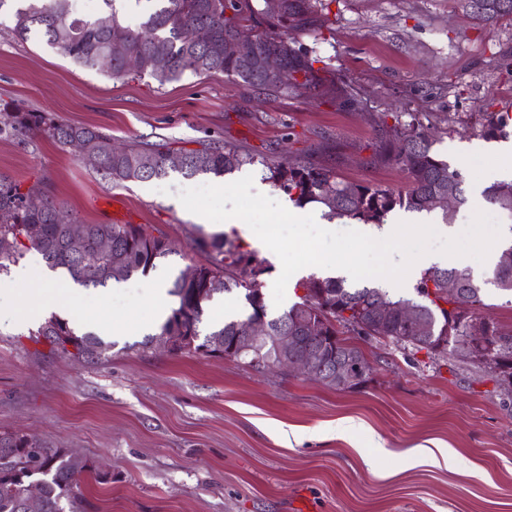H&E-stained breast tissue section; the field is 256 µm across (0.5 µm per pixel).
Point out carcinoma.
Returning a JSON list of instances; mask_svg holds the SVG:
<instances>
[{"label":"carcinoma","mask_w":512,"mask_h":512,"mask_svg":"<svg viewBox=\"0 0 512 512\" xmlns=\"http://www.w3.org/2000/svg\"><path fill=\"white\" fill-rule=\"evenodd\" d=\"M107 12L97 17L79 15L77 0H0V10L7 8L14 18L13 33L21 41L36 35L76 63L97 67V58L109 51L111 32L120 33L127 51L140 61L138 73L147 74L161 84L180 78L185 73L195 76L234 75L247 86L274 98H328L340 107L357 101L350 83L336 77V71L313 48L297 43L296 36L306 35L318 42L331 30V4L337 0H282L277 15L264 11L263 0H156L157 6L133 29L119 18L114 0H103ZM459 7L470 8L471 19L490 25L500 17L512 15V0H458ZM208 27L219 42L241 32L256 31L255 50L260 57L270 52L281 54L288 66V80L276 79L262 67L246 65L234 53L224 49L216 56L210 46L192 43L189 32ZM390 139L384 155L406 175L404 188L350 183L336 177L331 170L313 164L268 167V179L297 206L318 203L325 215L347 218L361 224H382L395 209L438 213L452 223L456 209L467 203L466 182L462 173L432 153V128L410 114L402 119L392 114ZM508 115L501 114L486 127L489 139L508 138ZM34 135L46 137L61 146L82 141L101 156L96 169L104 179L115 185L144 181L178 172L185 177L213 174L217 177L244 165L255 164L254 156L229 146L204 144L196 149H182L181 165L164 161L169 146L164 143L134 141L122 152L111 150L112 137L82 125L60 123L43 112L22 111L6 105L0 108V137L24 141ZM453 190L456 208H448V190ZM484 197L490 204L512 216V181H499L486 187ZM73 220L59 208L48 188L22 191L19 184L0 178V271L17 263L24 252L40 253L48 267L65 272L85 287L105 286L147 274L157 263L173 253L170 243L134 224H87L82 250L74 251L67 244V230ZM31 225L39 226L38 241L24 242ZM201 250L213 251L207 262L195 265L196 279L187 280L180 273L172 282L169 294L178 298V307L161 325L160 332L181 336L198 335L204 320L205 303L217 295L244 287L243 277L250 273L254 281L246 289L249 307L264 302L260 276L265 272L251 256L227 237L211 241L199 240ZM457 282L466 295L471 315L482 305L481 291L472 271L467 267H431L415 290L416 304L433 323L432 335L451 334L447 348L436 351L434 340L422 337L415 324L394 314L379 321L375 304L389 298L381 288L364 285L353 287L343 278L309 279L301 301L287 311L265 317L270 330L288 322L300 311L329 309L327 335L337 337L340 353L368 364L363 350L350 341L352 336L389 340L414 356L420 351L435 362L450 355L469 358L466 352L468 332L461 322L463 311L458 301L448 294L445 282ZM218 281L222 287L203 295L195 292L206 283ZM490 283L504 295H512V261L498 256ZM254 323V312L243 318L226 320L210 332L232 341L246 334ZM51 348L62 354L74 349L78 356L94 346L108 350L110 344L92 331L76 334L69 322L52 316L37 330ZM491 369L499 370L504 392L512 396V344L497 345L479 358ZM7 465L0 468V512H27L25 491L37 483L43 492L42 512H79L82 503L81 480L90 474L95 481L106 484L112 473L98 469L89 460L73 457L64 448H52L44 442L35 447L25 443L17 433H0V459Z\"/></svg>","instance_id":"1"}]
</instances>
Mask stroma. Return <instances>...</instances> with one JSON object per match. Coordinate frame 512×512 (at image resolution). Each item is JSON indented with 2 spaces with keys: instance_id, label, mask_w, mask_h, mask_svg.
<instances>
[{
  "instance_id": "stroma-1",
  "label": "stroma",
  "mask_w": 512,
  "mask_h": 512,
  "mask_svg": "<svg viewBox=\"0 0 512 512\" xmlns=\"http://www.w3.org/2000/svg\"><path fill=\"white\" fill-rule=\"evenodd\" d=\"M338 9L327 41L300 42L353 84L356 109L268 100L223 74L165 84L147 75L115 79L42 40H17L2 12L0 106L94 127L118 143H217L256 162L220 179L173 172L115 186L72 148L0 138V177L25 189L44 182L78 223L139 224L165 237L173 253L158 268L172 279L206 262L200 239L224 234L264 267L265 303L278 315L280 260L255 249L247 225L197 221L179 191L297 162L348 182L403 187L404 174L380 155L386 115L411 113L434 128L433 153L465 177L468 201L449 235L480 211L501 225L497 248L511 245L512 220L486 201L482 175L512 147V137L483 135L512 107V19L476 24L456 0H341ZM469 268L483 285L480 316L512 332V301L490 284L483 263ZM35 292L0 272V432L111 466V483L84 478L85 512H512V398L484 365L434 363L371 338L361 343L371 366L364 385L340 390L231 358L145 349L138 325L152 322L153 306L137 286L79 288L87 323L134 325L102 361L87 363L51 352L36 341V326L14 327L11 308ZM342 418L357 427L339 439L333 429ZM420 447L441 449L444 461L407 466L403 451Z\"/></svg>"
}]
</instances>
